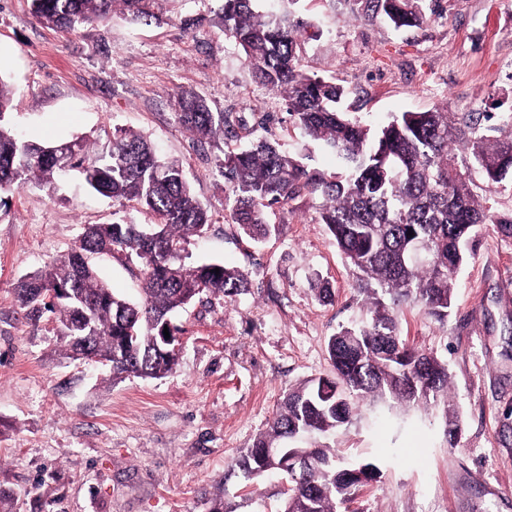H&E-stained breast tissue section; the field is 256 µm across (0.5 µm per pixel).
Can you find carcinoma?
I'll use <instances>...</instances> for the list:
<instances>
[{"label": "carcinoma", "instance_id": "cac0c4a2", "mask_svg": "<svg viewBox=\"0 0 512 512\" xmlns=\"http://www.w3.org/2000/svg\"><path fill=\"white\" fill-rule=\"evenodd\" d=\"M258 0H224V35L243 52L262 85L285 94L288 112L309 139L335 156L345 174L327 175L300 165L279 143L265 140L224 156L220 173L230 184L228 217L252 237L269 235L266 212L288 204L302 188L322 198L320 221L355 272V288L368 316L343 327L328 341L341 391L327 396L321 379L289 391L270 430L254 439L235 461L243 474L279 473L289 483L282 512H337L363 487L354 467L337 460L336 449L301 442L328 437L352 423L364 402L395 400L408 406L441 404L450 410L448 366L432 352L399 335L398 310L421 307L438 320L452 307V284L469 257L482 224H512L497 217L472 193L452 145L471 147L487 179L512 178V136L487 142L476 136L475 113L447 109L404 112L371 131L349 121L341 106L344 89L302 69L300 21L292 12L258 9ZM360 20L383 19L396 28L419 27L429 15L425 0H344ZM159 0H31L42 23L74 28L105 20L115 8L132 20L156 17ZM10 91L0 78V193L28 183L54 188L67 170L60 148L76 149L70 169L96 194L124 205L134 201L153 213L149 227L117 218L85 227L70 252L24 275L15 288L31 317L53 314L72 357L108 361L112 381L130 376L161 378L177 365L178 329L173 314L205 293L234 296L248 291L247 273L220 262H186V244L210 224L208 210L185 179L182 164L158 156L141 135L127 129L105 143L86 137L38 143L21 139L5 121ZM181 124L197 139L224 132V113L205 98H176ZM426 258H409L414 244ZM122 252L141 267V298L119 296L98 273L97 259ZM219 272H213V269ZM169 331L165 337L163 331Z\"/></svg>", "mask_w": 512, "mask_h": 512}]
</instances>
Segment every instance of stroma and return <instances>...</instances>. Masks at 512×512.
I'll list each match as a JSON object with an SVG mask.
<instances>
[{
	"instance_id": "obj_1",
	"label": "stroma",
	"mask_w": 512,
	"mask_h": 512,
	"mask_svg": "<svg viewBox=\"0 0 512 512\" xmlns=\"http://www.w3.org/2000/svg\"><path fill=\"white\" fill-rule=\"evenodd\" d=\"M223 0H166L160 20L121 12L72 30L44 26L30 0H0V78L10 118L35 141L105 138L131 129L180 160L211 224L190 241V260L234 265L245 294L201 296L177 318L184 350L172 374L113 382L100 364L76 360L48 317L28 319L18 280L67 254L85 226L113 218L111 199L77 176L56 192L30 184L0 207V502L11 512H279L280 485L225 478L266 431L284 395L311 378L333 377L327 343L365 319L353 270L326 225L322 200L301 192L267 216L276 231L245 235L224 217L230 188L225 154L268 139L310 169L335 159L310 142L285 100L257 83L226 38ZM419 28L356 20L344 0H299L306 70L344 87L350 120L376 130L404 112L438 106L490 112L485 138L512 134V0H432ZM191 90L228 116L235 134L206 143L185 130L176 94ZM470 187L492 212L512 218V181L489 182L473 159ZM100 273L137 297L138 264L115 254ZM328 281L332 300L315 280ZM439 321L416 306L399 312L412 346L448 365L460 419L448 442L441 408L361 406L337 433L345 458L373 461L375 480L340 512H512V236L479 229Z\"/></svg>"
}]
</instances>
